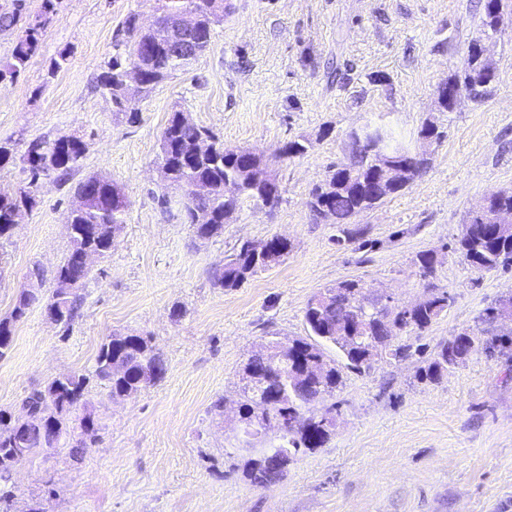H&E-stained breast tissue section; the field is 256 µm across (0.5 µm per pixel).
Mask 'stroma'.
Instances as JSON below:
<instances>
[{
    "instance_id": "35a3bbf8",
    "label": "stroma",
    "mask_w": 512,
    "mask_h": 512,
    "mask_svg": "<svg viewBox=\"0 0 512 512\" xmlns=\"http://www.w3.org/2000/svg\"><path fill=\"white\" fill-rule=\"evenodd\" d=\"M481 2L233 0L196 61L117 112L95 78L124 17L151 20L149 0H58L26 69L0 81V141L15 146L0 166V189L27 187L31 141L74 136L85 153L69 184L40 179L34 205L0 241V318L33 267L44 272L43 299L53 290L70 247L72 184L90 174L110 179L128 209L110 254L92 265L72 325L50 319L43 299L15 322L13 346L0 357V410L18 412L55 377H92L111 335L150 337L167 371L118 401L92 377L69 420L75 428L93 413L98 441L78 459L68 438L18 461L11 512L35 502L43 512H512V352H487L480 341L484 328L512 330L510 320H481L492 302L512 296V269L482 275L455 251L468 211L512 190V0L487 47L496 80L485 98L465 96L442 112L435 95L478 34ZM178 110L224 144L267 157L308 139L306 154L274 160L278 207L243 202L223 235L198 244L157 168L161 133ZM428 121L438 139L421 138ZM368 125L390 128L427 165L352 219L364 236L344 239L308 201L344 160L350 134ZM275 235L290 245L279 265L233 290L212 285L210 270L239 241ZM423 251L438 258L426 278L415 264ZM350 278L399 305L432 285L454 302L427 329L399 336L412 347L406 358L344 372L324 447L296 453L279 480L255 483L236 422L241 368L270 338L307 337L309 299ZM465 332L478 341L464 364L420 379L436 346ZM220 397L221 417L210 411Z\"/></svg>"
}]
</instances>
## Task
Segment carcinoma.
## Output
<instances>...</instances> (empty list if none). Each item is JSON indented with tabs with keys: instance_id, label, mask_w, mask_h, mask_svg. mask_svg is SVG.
Returning <instances> with one entry per match:
<instances>
[{
	"instance_id": "obj_1",
	"label": "carcinoma",
	"mask_w": 512,
	"mask_h": 512,
	"mask_svg": "<svg viewBox=\"0 0 512 512\" xmlns=\"http://www.w3.org/2000/svg\"><path fill=\"white\" fill-rule=\"evenodd\" d=\"M56 0H43L42 13L35 17L25 37L15 45L11 58L0 62V81L15 78L23 71L38 48V32L48 14L55 9ZM497 0H484L479 32L482 36L495 35V8ZM232 0H154V10L164 30L174 28V19L184 11L195 15V32L187 35L193 43V55H182L170 38H158L150 32L140 35L136 22L138 13L130 12L122 22L126 38L115 44V53L99 76L98 84L112 98L116 111L127 105L124 87L127 70H140L142 88L147 96L156 85L177 70L189 66L208 47L215 25L230 13ZM496 73L485 72L467 59L461 72L445 79L448 86L479 97L494 82ZM206 128L188 124L181 112L172 113L165 127L158 155V165L164 179L171 185L204 186L209 192L189 200V204L210 213L207 224L191 225L196 239L209 240L224 233V183L237 179L243 186L242 198L265 204L269 199L280 200L279 186L268 171L263 155L250 149L226 146L214 141L208 153L200 151L199 138ZM370 143L380 145L388 165L399 172L398 182L387 179L375 159L368 154ZM311 148L306 139L287 142L280 156L303 155ZM351 158L330 170L325 184L311 192L309 206L316 215L333 213L336 224L350 220L381 205L387 198L409 185L418 175L421 162L414 160L411 150L396 141L390 129L373 126L347 145ZM84 153L82 140L61 137L54 141L34 140L26 155L31 177L55 176L66 182L78 168ZM34 203L29 193L20 195L0 193V239L9 236L11 226L24 207ZM127 202L122 189L114 182L98 175L86 177L74 189L67 215L70 248L65 260L54 272V288L47 298L46 309L52 319L66 327L79 316L82 307L81 288L91 268L86 255L97 252L104 257L112 251L113 232L124 224ZM512 211V191H501L487 198L485 204L468 212L466 223L471 233L457 241L456 251L462 259L480 274L497 272L512 267V226L504 228L492 221L498 211ZM288 255V245L271 238L268 252L257 257L241 242L224 259L223 270L212 272L213 285L222 289L240 286L248 277L272 268ZM70 284L68 298L59 299L61 286ZM346 291L328 287L321 294L330 301L315 305L310 299L304 319L309 336L293 339L281 351L279 361L272 362L263 354L247 359L242 372L254 369L264 382L253 389L241 383L238 389V407L246 423L257 417L253 407L281 421L278 430L279 445L250 461L249 475L257 483L272 482L287 470L282 453L313 450L323 447L330 437L322 420L305 416V409L313 402L333 396L343 382V370L364 373L371 369L374 359H397L407 355L410 346L396 345L394 340L407 331L430 326L453 303L446 291H431L427 300L409 310L396 313L393 322L385 321L383 307L360 292L359 279L346 280ZM37 300L31 291L23 289L15 296L11 315L0 318V357L13 343V324ZM334 345L343 362L326 358L323 344ZM475 347V339L467 333L459 334L437 345L421 378L436 380L445 372L463 364ZM166 373L162 354L151 345L148 337L140 334L113 335L100 346L96 357L95 376L104 382L109 396L125 400L136 396L150 385L160 381ZM89 377L78 372L52 379L42 390L33 391L22 401V410L28 415L0 410V483L11 480V467L19 456L35 450L56 446L69 434V414L84 398ZM80 439L70 448L71 456H80L86 442L95 441L98 424L92 413L80 421Z\"/></svg>"
}]
</instances>
